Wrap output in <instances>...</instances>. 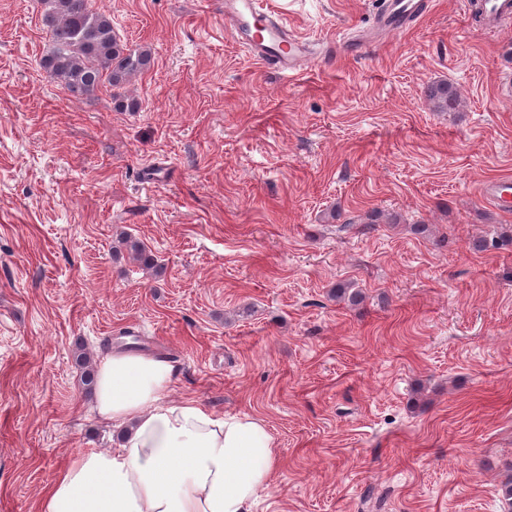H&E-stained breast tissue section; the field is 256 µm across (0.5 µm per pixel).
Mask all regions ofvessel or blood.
I'll return each instance as SVG.
<instances>
[{
    "instance_id": "obj_1",
    "label": "vessel or blood",
    "mask_w": 512,
    "mask_h": 512,
    "mask_svg": "<svg viewBox=\"0 0 512 512\" xmlns=\"http://www.w3.org/2000/svg\"><path fill=\"white\" fill-rule=\"evenodd\" d=\"M426 8V0H381L375 26L385 34L404 30ZM465 8L481 10L492 26L512 19V0H467ZM224 26L235 41L249 48L255 59L283 73L296 72L322 60L321 54L292 31L286 12L261 8L256 0H225ZM482 193L497 208L512 210L511 178L488 184Z\"/></svg>"
}]
</instances>
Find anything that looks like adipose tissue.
<instances>
[{
    "label": "adipose tissue",
    "mask_w": 512,
    "mask_h": 512,
    "mask_svg": "<svg viewBox=\"0 0 512 512\" xmlns=\"http://www.w3.org/2000/svg\"><path fill=\"white\" fill-rule=\"evenodd\" d=\"M165 359L111 351L99 365L98 414L125 425L117 447L72 459L39 512H252L277 464L263 421L216 416L201 402L170 401Z\"/></svg>",
    "instance_id": "ef3b65f1"
}]
</instances>
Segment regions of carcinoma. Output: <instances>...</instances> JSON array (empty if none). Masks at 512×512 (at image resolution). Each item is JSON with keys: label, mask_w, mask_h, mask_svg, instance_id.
<instances>
[{"label": "carcinoma", "mask_w": 512, "mask_h": 512, "mask_svg": "<svg viewBox=\"0 0 512 512\" xmlns=\"http://www.w3.org/2000/svg\"><path fill=\"white\" fill-rule=\"evenodd\" d=\"M41 4L48 49L40 67L73 98L94 97L108 88L117 108L138 111V100L121 90L151 68V49H130L124 45L112 28L110 15L93 9L92 0H41ZM427 97L439 112H452L460 106L456 88L446 83L431 86ZM118 247L143 269L157 266L154 255L129 234L119 238ZM334 296L350 304L362 299L360 290L344 282L336 284ZM76 361L84 383L94 384L96 370L90 354L80 348Z\"/></svg>", "instance_id": "1"}]
</instances>
